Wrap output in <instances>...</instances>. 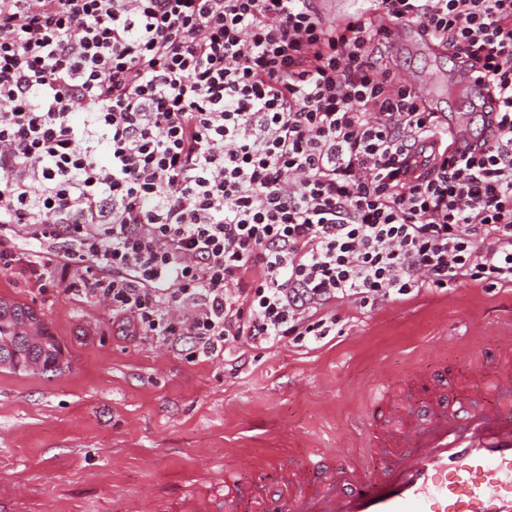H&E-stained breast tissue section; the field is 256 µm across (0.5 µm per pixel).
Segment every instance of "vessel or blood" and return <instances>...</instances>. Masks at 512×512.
<instances>
[{"label":"vessel or blood","mask_w":512,"mask_h":512,"mask_svg":"<svg viewBox=\"0 0 512 512\" xmlns=\"http://www.w3.org/2000/svg\"><path fill=\"white\" fill-rule=\"evenodd\" d=\"M398 49L438 53L414 28L395 24ZM449 74L431 71L411 84L434 111L448 109L459 152L471 151L468 112L483 86L461 76L465 95L447 103ZM378 470L353 461L336 465L322 454L301 467H277L278 482L241 483L251 468L239 460L224 470V492L188 512H512V336L503 337L493 367L467 355L464 371L442 366L411 372L382 388L365 432Z\"/></svg>","instance_id":"b4317fda"}]
</instances>
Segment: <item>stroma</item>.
I'll return each mask as SVG.
<instances>
[{"label":"stroma","mask_w":512,"mask_h":512,"mask_svg":"<svg viewBox=\"0 0 512 512\" xmlns=\"http://www.w3.org/2000/svg\"><path fill=\"white\" fill-rule=\"evenodd\" d=\"M0 297L40 313L69 363L51 377L0 368V512H186L218 491L228 456H361L370 390L491 350L512 288L452 281L401 301L346 303L338 335L226 344L245 362L238 372L116 335L103 301L1 271Z\"/></svg>","instance_id":"35a3bbf8"}]
</instances>
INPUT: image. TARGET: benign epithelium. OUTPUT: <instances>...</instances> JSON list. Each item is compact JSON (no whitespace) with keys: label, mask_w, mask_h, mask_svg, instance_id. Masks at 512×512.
<instances>
[{"label":"benign epithelium","mask_w":512,"mask_h":512,"mask_svg":"<svg viewBox=\"0 0 512 512\" xmlns=\"http://www.w3.org/2000/svg\"><path fill=\"white\" fill-rule=\"evenodd\" d=\"M0 314L12 319L15 331L14 340L0 341V367L42 370L41 361L33 357V353L46 347L42 317L34 310H17L5 298H0Z\"/></svg>","instance_id":"1"}]
</instances>
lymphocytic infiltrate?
<instances>
[{"label":"lymphocytic infiltrate","mask_w":512,"mask_h":512,"mask_svg":"<svg viewBox=\"0 0 512 512\" xmlns=\"http://www.w3.org/2000/svg\"><path fill=\"white\" fill-rule=\"evenodd\" d=\"M394 23L496 102L473 152ZM0 270L202 361L335 335L347 302L512 288V0H0ZM393 40L399 50H416L428 54H438L441 50L427 37L416 35V28L404 24H394L391 27Z\"/></svg>","instance_id":"obj_1"}]
</instances>
